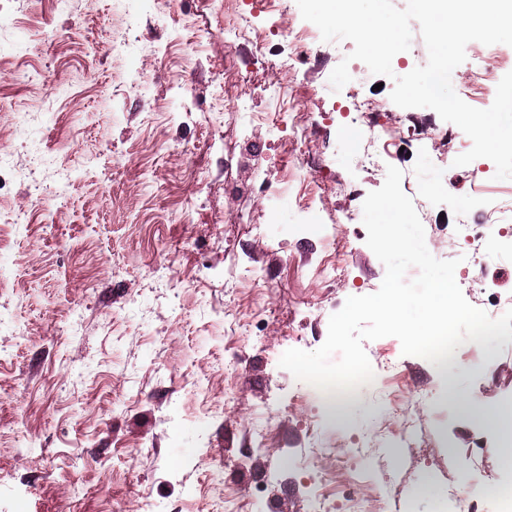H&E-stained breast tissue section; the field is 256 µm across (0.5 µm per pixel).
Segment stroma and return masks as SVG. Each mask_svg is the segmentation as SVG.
I'll use <instances>...</instances> for the list:
<instances>
[{
	"mask_svg": "<svg viewBox=\"0 0 512 512\" xmlns=\"http://www.w3.org/2000/svg\"><path fill=\"white\" fill-rule=\"evenodd\" d=\"M8 7L0 210L27 221L0 224L13 259L0 277V512H312L318 478L304 460L335 436L360 453L336 473L333 512H351L357 471L389 474L369 512H463L451 494L461 483L478 512H512V464L496 446L471 450L474 407L512 408V341H467L435 365L393 336L364 342L370 362L398 358L421 450L392 442L394 384L373 379L328 419L319 388L279 365L288 349H318L330 316L385 276L361 204L387 165L364 167L354 102L400 131L401 188L411 198L428 188L421 222L438 259L456 258L458 225L512 207V180L488 178L473 194L453 164L465 133L432 109L390 108L393 78L361 61L360 77L333 91L354 45L323 41L296 0H237L231 44L209 0ZM292 28L311 34L310 60L294 71ZM510 71L512 46L473 41L451 82L486 109L493 99L475 96L473 74L496 84ZM278 84L296 103L277 112L260 88ZM440 127L447 138L418 134ZM44 149L48 163L32 164ZM268 181L282 186L273 202ZM267 423L268 445L252 455L245 434Z\"/></svg>",
	"mask_w": 512,
	"mask_h": 512,
	"instance_id": "35a3bbf8",
	"label": "stroma"
}]
</instances>
